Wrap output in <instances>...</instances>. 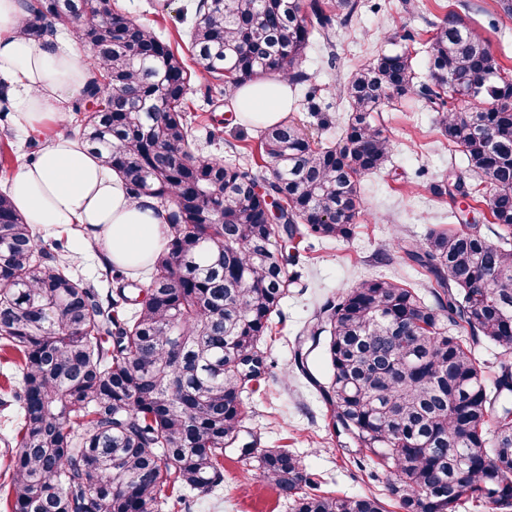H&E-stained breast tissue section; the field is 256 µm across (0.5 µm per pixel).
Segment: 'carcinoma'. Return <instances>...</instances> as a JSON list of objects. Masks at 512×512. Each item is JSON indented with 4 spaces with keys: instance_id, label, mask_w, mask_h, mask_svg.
<instances>
[{
    "instance_id": "cac0c4a2",
    "label": "carcinoma",
    "mask_w": 512,
    "mask_h": 512,
    "mask_svg": "<svg viewBox=\"0 0 512 512\" xmlns=\"http://www.w3.org/2000/svg\"><path fill=\"white\" fill-rule=\"evenodd\" d=\"M359 7L200 0L189 38L232 102L249 81H304L306 49ZM26 9V33L72 29L92 47L95 76L72 108L81 138L131 198L165 209L169 242L146 285L132 280L140 269L105 261L101 290L76 277L66 240L40 245L0 192V352H14L21 374L4 512H189L184 490L224 485L242 393L270 368L261 341L301 279L289 267L305 241L353 238L359 177L391 152L377 112L407 94L438 112L442 135L489 185L493 222L400 246L433 280L434 303L393 279H364L326 299L310 328L314 347L327 334L329 366L325 381H310L344 447L382 470L385 497L315 490L290 448L242 454L292 512H460L467 501L512 512V83L487 41L444 16L418 85L413 57L392 40L343 85L340 142L319 144L293 119L261 126L260 183L243 165L194 153L186 64L154 30L113 0ZM475 192L462 175L433 187L453 202ZM483 340L504 356L491 385L473 353Z\"/></svg>"
}]
</instances>
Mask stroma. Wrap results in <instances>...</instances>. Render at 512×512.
<instances>
[{
	"label": "stroma",
	"instance_id": "35a3bbf8",
	"mask_svg": "<svg viewBox=\"0 0 512 512\" xmlns=\"http://www.w3.org/2000/svg\"><path fill=\"white\" fill-rule=\"evenodd\" d=\"M363 6L347 26L336 25L330 44L313 43L302 69L307 82L291 91L290 117L303 123L322 143L338 141L348 121L347 102L334 94L353 66L368 62L390 47L397 32L415 61L418 81L428 79V47L432 24L448 13L486 38L502 66L512 69V18L500 12L496 0H362ZM122 13L169 38L180 52H187V34L197 0H115ZM191 74L187 106L194 121L195 151L227 162L244 161L258 177H265L257 127L243 123L231 112L216 80L196 64ZM320 88L330 109L312 113L307 94ZM379 124L393 149L385 167L362 176V214L350 241H315L302 251L300 283L289 285L279 311L273 314L272 336L265 342L271 374L253 393L244 394L246 440L258 448L287 446L301 457L322 489L349 496L381 493L383 475L363 463L352 448L336 445L328 428L324 403L294 365V350L320 304L343 289L369 277H388L409 288H422V270L396 256L389 265H377L373 253L392 246L395 238L422 240L430 229L456 227L447 203L437 200L432 187L449 170L465 171L461 147L449 144L438 125V116L410 97L386 103ZM63 124L44 122L34 130L21 128L15 116L0 122V151L7 164L0 170V191L9 187L15 172L27 164L33 143H45L60 133ZM190 512H289L285 503L259 478L254 467L241 461L237 449L224 455V486L208 496L187 492Z\"/></svg>",
	"mask_w": 512,
	"mask_h": 512
}]
</instances>
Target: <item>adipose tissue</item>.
I'll return each mask as SVG.
<instances>
[{"label": "adipose tissue", "instance_id": "ef3b65f1", "mask_svg": "<svg viewBox=\"0 0 512 512\" xmlns=\"http://www.w3.org/2000/svg\"><path fill=\"white\" fill-rule=\"evenodd\" d=\"M26 15L25 0H0V81L21 124L33 129L63 121L69 93L84 89L94 73L90 54L77 44L24 35ZM289 106L288 83L278 78L246 83L236 94L235 107L248 123L275 124ZM10 194L40 230L77 226L78 254L94 249L117 266L136 268L167 245L165 211L149 197L131 200L118 176L73 135L46 141L36 160L13 175Z\"/></svg>", "mask_w": 512, "mask_h": 512}]
</instances>
